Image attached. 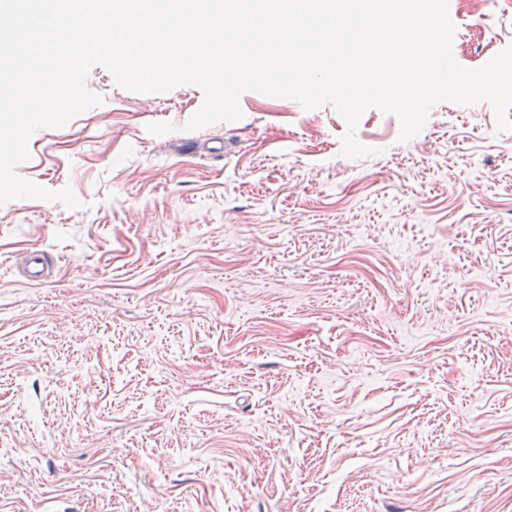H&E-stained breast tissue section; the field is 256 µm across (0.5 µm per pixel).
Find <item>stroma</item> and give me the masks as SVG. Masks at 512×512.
<instances>
[{"label":"stroma","mask_w":512,"mask_h":512,"mask_svg":"<svg viewBox=\"0 0 512 512\" xmlns=\"http://www.w3.org/2000/svg\"><path fill=\"white\" fill-rule=\"evenodd\" d=\"M449 0L459 64L512 0ZM102 96L0 206V512H512V131L248 91ZM48 258L44 283L25 271Z\"/></svg>","instance_id":"1"}]
</instances>
